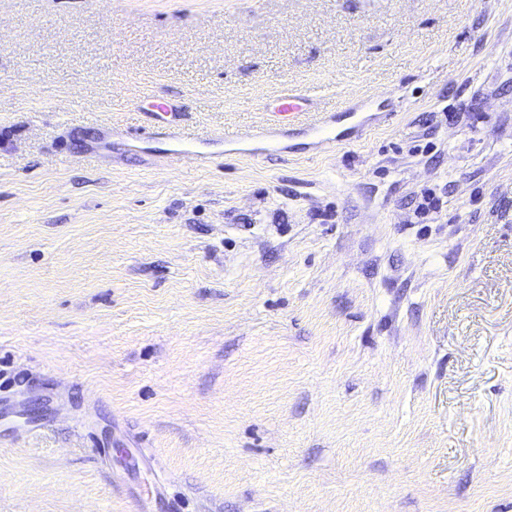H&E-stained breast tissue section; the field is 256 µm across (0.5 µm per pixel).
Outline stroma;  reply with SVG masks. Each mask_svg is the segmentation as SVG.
Returning a JSON list of instances; mask_svg holds the SVG:
<instances>
[{"mask_svg":"<svg viewBox=\"0 0 512 512\" xmlns=\"http://www.w3.org/2000/svg\"><path fill=\"white\" fill-rule=\"evenodd\" d=\"M0 396V512H512V0H0ZM316 96L310 92L304 93L288 90L280 93L276 98V104L263 123L247 128L224 129L219 135L224 144H239L254 142L265 145L268 151L277 149L281 138L292 135L295 130H303L307 135L318 139V144L323 147L336 148L347 138V133L336 127V119L333 114L324 112L318 120L307 122L309 103ZM151 112H145L154 120V125L152 126V132L149 138H155L161 134V130L170 128L173 126V120L171 117L175 116L177 112H171L172 107L167 101L162 100H153L150 103ZM170 117V118H169ZM172 136L178 144L174 149L170 150L168 156L169 159L181 160L184 158H189L200 166H209L213 164L215 157L212 154L184 147V137L181 133H174Z\"/></svg>","mask_w":512,"mask_h":512,"instance_id":"1","label":"stroma"}]
</instances>
